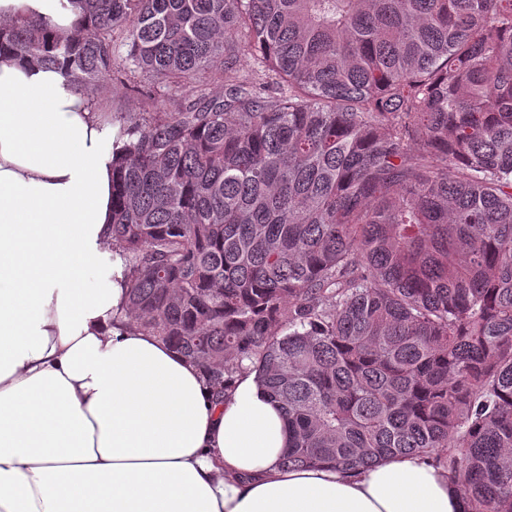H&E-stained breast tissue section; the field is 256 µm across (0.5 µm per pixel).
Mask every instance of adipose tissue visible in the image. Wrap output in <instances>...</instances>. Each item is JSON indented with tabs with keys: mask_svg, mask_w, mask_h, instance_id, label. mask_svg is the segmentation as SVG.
Masks as SVG:
<instances>
[{
	"mask_svg": "<svg viewBox=\"0 0 512 512\" xmlns=\"http://www.w3.org/2000/svg\"><path fill=\"white\" fill-rule=\"evenodd\" d=\"M62 0L0 19L70 32ZM115 130L64 68L0 55V512H464L425 455L288 469L255 374L204 371L132 327L112 250Z\"/></svg>",
	"mask_w": 512,
	"mask_h": 512,
	"instance_id": "adipose-tissue-1",
	"label": "adipose tissue"
}]
</instances>
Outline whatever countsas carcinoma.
Segmentation results:
<instances>
[{"instance_id": "1", "label": "carcinoma", "mask_w": 512, "mask_h": 512, "mask_svg": "<svg viewBox=\"0 0 512 512\" xmlns=\"http://www.w3.org/2000/svg\"><path fill=\"white\" fill-rule=\"evenodd\" d=\"M0 22L106 112L132 324L257 374L288 469L434 454L512 512V0H68ZM253 57L249 73L239 67ZM79 17L76 4L62 0H0V19L47 21L54 33L70 32Z\"/></svg>"}]
</instances>
